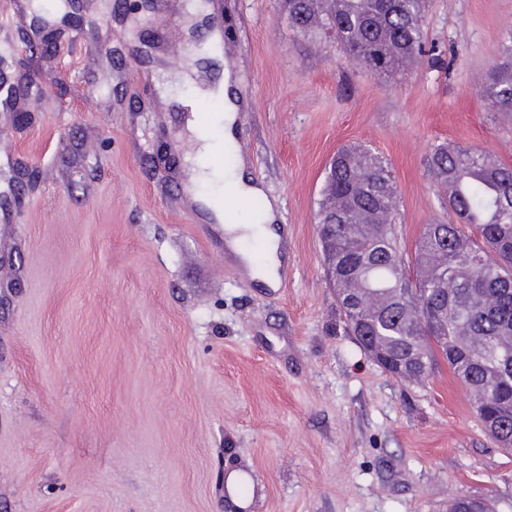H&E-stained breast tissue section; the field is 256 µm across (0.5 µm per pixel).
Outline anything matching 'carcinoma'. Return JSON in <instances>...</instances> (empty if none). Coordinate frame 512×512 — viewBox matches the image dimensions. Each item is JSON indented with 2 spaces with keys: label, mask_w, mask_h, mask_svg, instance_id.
<instances>
[{
  "label": "carcinoma",
  "mask_w": 512,
  "mask_h": 512,
  "mask_svg": "<svg viewBox=\"0 0 512 512\" xmlns=\"http://www.w3.org/2000/svg\"><path fill=\"white\" fill-rule=\"evenodd\" d=\"M289 26L332 39L377 73L423 50L427 0H284ZM512 112V56L481 83ZM431 173L458 223L428 224L407 255L395 224L389 164L362 146L328 165L317 211L325 264L336 262V309L346 331L389 376L423 381L440 362L471 392L498 447L512 454V167L475 147L441 145ZM449 512H498V500L457 498Z\"/></svg>",
  "instance_id": "carcinoma-1"
}]
</instances>
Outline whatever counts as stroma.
I'll return each mask as SVG.
<instances>
[{
  "label": "stroma",
  "instance_id": "35a3bbf8",
  "mask_svg": "<svg viewBox=\"0 0 512 512\" xmlns=\"http://www.w3.org/2000/svg\"><path fill=\"white\" fill-rule=\"evenodd\" d=\"M224 22L220 58L175 56L209 35L189 0H22L0 28V512H448L512 491L447 364L390 377L349 336L316 228L329 159L369 148L398 188L407 252L448 209L433 149L512 167V112L478 80L502 61L512 0H429L425 52L383 77L299 36L282 0H199ZM194 65L160 102L154 70ZM235 78L236 141L276 207L288 276L268 288L208 242L184 194L197 144L186 101ZM248 470L245 508L224 476Z\"/></svg>",
  "mask_w": 512,
  "mask_h": 512
}]
</instances>
